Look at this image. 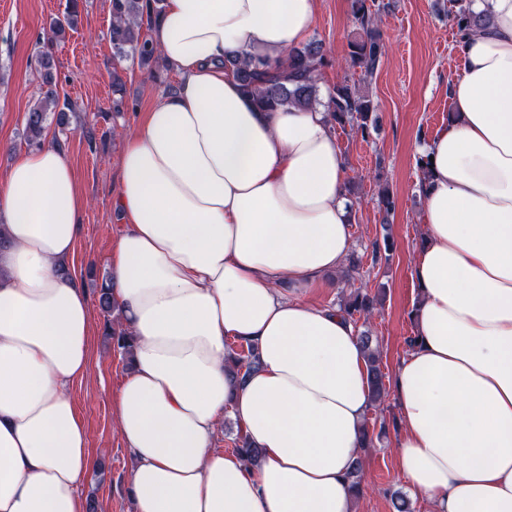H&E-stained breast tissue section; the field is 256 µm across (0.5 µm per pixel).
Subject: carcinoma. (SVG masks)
Here are the masks:
<instances>
[{"mask_svg": "<svg viewBox=\"0 0 512 512\" xmlns=\"http://www.w3.org/2000/svg\"><path fill=\"white\" fill-rule=\"evenodd\" d=\"M162 0H111L112 26L110 41L113 58L123 59L130 54L146 65L157 55L153 43L142 35L143 24L157 18L161 11ZM388 8L384 0H351V14L354 36L348 42L346 57L347 68L360 70L358 77L345 76L336 84L330 95L328 108L333 124L341 128H350L356 135L366 138L378 122L377 105L370 93L369 86L378 71L386 46L378 28L379 15ZM78 0H66L62 14L51 22V31L56 39L65 37L66 32L78 23ZM448 18L458 31L479 29L484 19L473 14L467 0H451ZM330 64L321 45L311 42L300 49L288 52L286 66H272L263 60L245 61L232 56L224 61V67L231 70L240 81L244 91L253 97L257 107L273 112L283 105L293 104L310 106L316 100L315 74L319 68ZM39 66L45 91L42 98L34 104L26 116L25 139L31 147L42 144L46 130L48 113H57V124L68 123L67 110L71 104L60 102L55 74V63L50 52L39 55ZM339 310L350 320L369 319L377 309V301L368 293L355 289L343 297ZM106 335L124 354L131 355V337L124 331L112 327V321L106 322ZM358 340L368 358V383L372 404H381L386 396V374L381 368L379 346L372 345V336L362 331ZM260 364L255 345L247 344V354L236 352L229 354L225 370L231 380L241 382ZM234 451L248 463L254 462L258 449L248 442L243 433H238L234 442Z\"/></svg>", "mask_w": 512, "mask_h": 512, "instance_id": "cac0c4a2", "label": "carcinoma"}]
</instances>
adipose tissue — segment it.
I'll return each instance as SVG.
<instances>
[{
  "mask_svg": "<svg viewBox=\"0 0 512 512\" xmlns=\"http://www.w3.org/2000/svg\"><path fill=\"white\" fill-rule=\"evenodd\" d=\"M446 125L427 159L412 268L417 344L398 365V472L430 512H512V0H471ZM316 0H164L152 42L178 77L125 140L126 224L109 288L134 339L114 400L134 512H354L347 473L372 408L354 323L299 292L352 250L346 162L325 107L256 108L227 54L282 61ZM87 199L55 145L0 185V512H86L95 466L71 385L88 300L60 269ZM261 364L225 372L229 340ZM232 414L256 463L214 445Z\"/></svg>",
  "mask_w": 512,
  "mask_h": 512,
  "instance_id": "obj_1",
  "label": "adipose tissue"
}]
</instances>
